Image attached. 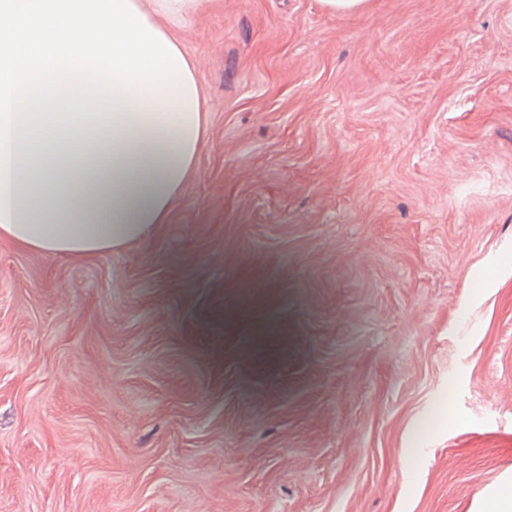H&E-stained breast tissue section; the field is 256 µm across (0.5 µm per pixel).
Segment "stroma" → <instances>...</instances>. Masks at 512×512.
<instances>
[{"mask_svg": "<svg viewBox=\"0 0 512 512\" xmlns=\"http://www.w3.org/2000/svg\"><path fill=\"white\" fill-rule=\"evenodd\" d=\"M172 223L0 240V512H486L512 486V0H197Z\"/></svg>", "mask_w": 512, "mask_h": 512, "instance_id": "stroma-1", "label": "stroma"}]
</instances>
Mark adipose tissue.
I'll list each match as a JSON object with an SVG mask.
<instances>
[{
	"instance_id": "1",
	"label": "adipose tissue",
	"mask_w": 512,
	"mask_h": 512,
	"mask_svg": "<svg viewBox=\"0 0 512 512\" xmlns=\"http://www.w3.org/2000/svg\"><path fill=\"white\" fill-rule=\"evenodd\" d=\"M171 35L188 0H130ZM118 99L19 121L0 162V239L84 257L145 241L171 220L208 133L207 100L183 75L154 93L115 83Z\"/></svg>"
}]
</instances>
